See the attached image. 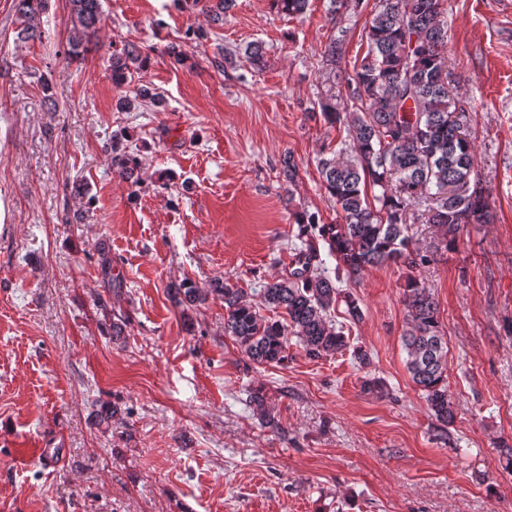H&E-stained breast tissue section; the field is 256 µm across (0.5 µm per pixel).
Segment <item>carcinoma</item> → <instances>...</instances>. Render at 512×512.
Returning <instances> with one entry per match:
<instances>
[{
  "mask_svg": "<svg viewBox=\"0 0 512 512\" xmlns=\"http://www.w3.org/2000/svg\"><path fill=\"white\" fill-rule=\"evenodd\" d=\"M15 2L21 20L18 37L41 38L44 0ZM69 2V52L78 55L102 28L100 0ZM195 2L203 4L212 22L222 23L234 0ZM273 4L297 17L306 13L309 0H273ZM346 33L343 27L337 29L323 53L345 92H334L333 85L319 101L328 124L350 119L348 145L318 162L325 191L342 223L324 224L313 214H296L305 248L295 257L288 277L267 283L257 303L220 280L207 288L182 282L169 289L172 301L185 311L212 296L224 300L225 332L258 365L288 361L290 335L311 360H322L348 346L332 311L342 301L355 320L361 316L358 301L342 294L336 282L318 269L314 240L328 245L336 270L356 278L369 267L391 261L403 263L410 271L427 262L408 231L407 210L415 203L426 205V223L445 228L441 244L447 250L458 247L460 228L489 223V193L471 182L475 151L467 116L451 110L448 29L441 20L440 0H379L366 27V51L350 69L341 67ZM147 62L148 56L134 45L112 53V81L127 82ZM135 99L155 107L161 104L145 86L136 88ZM133 100L120 99L119 108L130 109ZM108 150L122 175L131 178L138 162L121 151V137L113 136ZM403 302L409 317L402 339L407 370L432 416L446 427L454 413L448 398L447 348L438 304L412 274L407 276ZM264 307L282 310L284 320L263 316L260 309Z\"/></svg>",
  "mask_w": 512,
  "mask_h": 512,
  "instance_id": "obj_1",
  "label": "carcinoma"
}]
</instances>
